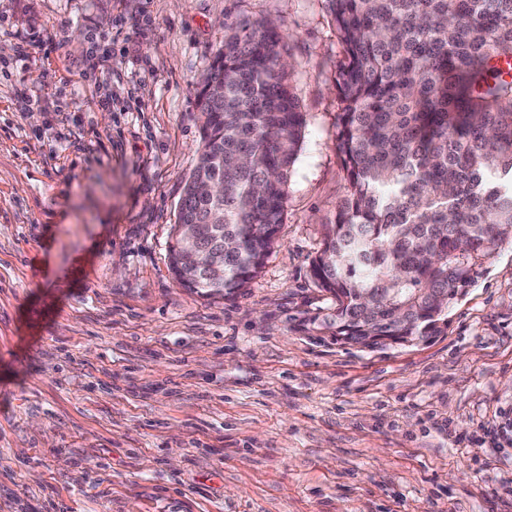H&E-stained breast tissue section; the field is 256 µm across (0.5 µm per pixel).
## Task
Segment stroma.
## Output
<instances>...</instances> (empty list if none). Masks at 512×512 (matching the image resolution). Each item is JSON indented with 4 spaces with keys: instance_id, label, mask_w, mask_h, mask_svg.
<instances>
[{
    "instance_id": "obj_1",
    "label": "stroma",
    "mask_w": 512,
    "mask_h": 512,
    "mask_svg": "<svg viewBox=\"0 0 512 512\" xmlns=\"http://www.w3.org/2000/svg\"><path fill=\"white\" fill-rule=\"evenodd\" d=\"M260 18L305 137L259 276L200 295L168 262L198 82ZM342 58L326 0H0V512H512V242L428 341L303 329Z\"/></svg>"
}]
</instances>
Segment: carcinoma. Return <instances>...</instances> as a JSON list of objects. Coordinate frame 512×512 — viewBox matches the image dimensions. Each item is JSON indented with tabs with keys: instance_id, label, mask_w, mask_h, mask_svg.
I'll return each instance as SVG.
<instances>
[{
	"instance_id": "carcinoma-1",
	"label": "carcinoma",
	"mask_w": 512,
	"mask_h": 512,
	"mask_svg": "<svg viewBox=\"0 0 512 512\" xmlns=\"http://www.w3.org/2000/svg\"><path fill=\"white\" fill-rule=\"evenodd\" d=\"M344 56L335 74L336 148L347 191L310 276L333 309L312 330L376 349L442 332L452 300L512 239V0H326ZM198 95L197 165L177 223L195 224L210 283L178 268L204 295L257 277L283 223L306 118L269 19L228 25ZM224 183V196L194 192Z\"/></svg>"
}]
</instances>
